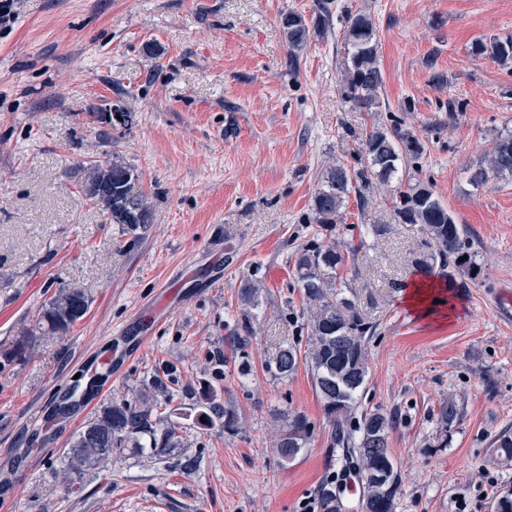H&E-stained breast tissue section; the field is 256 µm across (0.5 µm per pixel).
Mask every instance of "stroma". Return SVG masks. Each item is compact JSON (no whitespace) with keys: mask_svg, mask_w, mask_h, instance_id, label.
Instances as JSON below:
<instances>
[{"mask_svg":"<svg viewBox=\"0 0 512 512\" xmlns=\"http://www.w3.org/2000/svg\"><path fill=\"white\" fill-rule=\"evenodd\" d=\"M319 2L16 0V22L0 29V512H301L327 480H341L308 370L278 379L264 365L307 340L292 255L308 239L326 166L362 169L360 143L376 124L424 146L406 179L347 199L336 230L357 253L349 280L375 327L362 406L397 416L396 512H454L460 497L491 512L486 476L512 488V462L495 447L512 432V320L495 302L512 290V181L467 179L512 130V66L470 54L476 39L512 35V0H327L325 28L290 60L280 15L311 23ZM358 11L380 37L384 84L370 111L343 94V30ZM437 72L446 84H435ZM116 103L133 113L131 126L96 121ZM116 156L139 172L153 206L135 234L106 223L80 186L84 166ZM412 180L466 226L481 265L454 273L432 320L400 303L396 287L437 248L395 221L393 200ZM378 222L385 236L360 235L359 225ZM250 277L264 299L244 379L220 358ZM170 282L177 295L145 318ZM62 287L85 292L87 314L66 336L37 334L43 303ZM111 339L124 354L119 372L75 412L55 415ZM158 374L167 388L154 415L176 426L177 447L161 457L116 448L99 468L69 473L73 436ZM206 386L236 409L235 432L196 424ZM450 397L459 416L443 448L435 416ZM290 412L306 416L311 436L283 463L274 437Z\"/></svg>","mask_w":512,"mask_h":512,"instance_id":"stroma-1","label":"stroma"}]
</instances>
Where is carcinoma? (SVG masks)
<instances>
[{
    "label": "carcinoma",
    "mask_w": 512,
    "mask_h": 512,
    "mask_svg": "<svg viewBox=\"0 0 512 512\" xmlns=\"http://www.w3.org/2000/svg\"><path fill=\"white\" fill-rule=\"evenodd\" d=\"M280 26L294 59L307 47L314 32L304 16L295 11L282 13ZM343 42L348 59L344 79L346 97L369 111L378 105L384 83L378 62L379 35L372 18L362 12L349 16ZM470 53L478 58L489 57L504 66L512 65V36L477 39L471 44ZM362 152L367 166L354 174L337 162L327 167L308 216V223L317 225L318 230L294 254L293 287L299 290L304 302L313 307L307 350L295 345L282 347L266 363L267 370L280 379L305 366L329 423L331 447L341 450L342 466L360 474L381 470L387 462L393 461L389 437L394 420L380 409H360L361 393L369 373L368 344L373 325L360 313L354 300L345 296L349 283L341 272L349 258L347 250L334 239L326 240L323 234L336 230L341 209L351 194H356L360 207H365L362 189L373 182L391 183L398 173L399 162L419 157L423 145L417 137L396 126L390 129L374 126L365 133ZM491 175L512 179V131L497 138L486 163L470 170L469 182L482 186ZM81 185L86 196L102 206L107 223L121 224L129 233L152 223L153 211L142 192L140 174L119 157L112 158L110 163L93 164L84 169ZM393 213L398 223L418 224L426 236L436 242V251L423 253L416 260L419 271L427 277L450 266L477 268L476 255L469 251L465 225L457 223L453 212L434 196L429 186L419 181L398 192ZM261 297L258 281L247 278L241 283L238 289L241 306L255 308ZM89 306V298L82 290L62 287L42 306L37 328L44 333L64 336L87 314ZM249 338L250 335L243 336L236 328L224 337V348L230 351L224 361L237 363L242 376L250 371L245 353ZM197 403L200 411L196 421L202 422V426L220 424L226 432L236 431V410L220 403L211 388L202 389ZM458 416L456 402L451 398L439 407L436 422L440 443L448 444V424ZM309 434V422L304 415L288 414L276 439L279 459L283 462L294 459ZM145 436L150 438L154 453L162 456L175 447L176 427L157 428L154 404L146 396L115 402L101 410L74 436L71 464L76 469L98 467L109 460L112 449L139 448ZM362 488L361 512H395L399 492L397 468H392L385 492L365 484Z\"/></svg>",
    "instance_id": "obj_1"
}]
</instances>
